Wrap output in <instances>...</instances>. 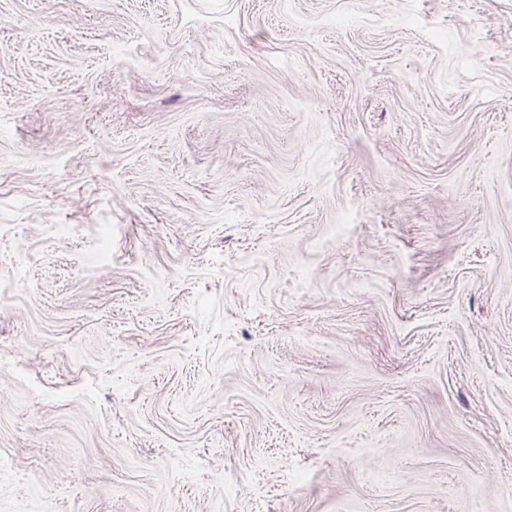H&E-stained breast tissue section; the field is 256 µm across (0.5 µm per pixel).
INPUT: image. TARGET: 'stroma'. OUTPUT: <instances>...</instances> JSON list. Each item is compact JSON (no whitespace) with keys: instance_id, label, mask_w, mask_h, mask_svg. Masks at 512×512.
Returning a JSON list of instances; mask_svg holds the SVG:
<instances>
[{"instance_id":"obj_1","label":"stroma","mask_w":512,"mask_h":512,"mask_svg":"<svg viewBox=\"0 0 512 512\" xmlns=\"http://www.w3.org/2000/svg\"><path fill=\"white\" fill-rule=\"evenodd\" d=\"M0 512H512V0H0Z\"/></svg>"}]
</instances>
